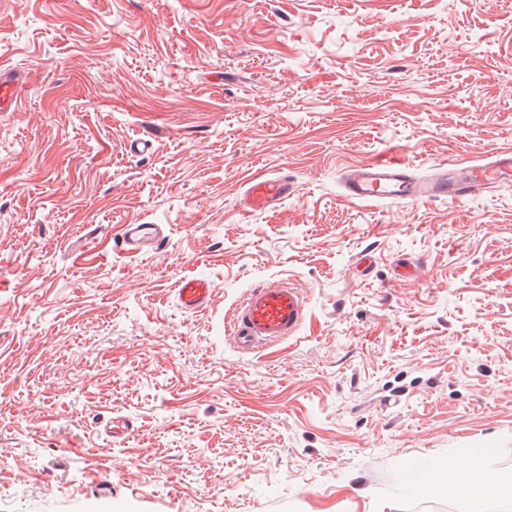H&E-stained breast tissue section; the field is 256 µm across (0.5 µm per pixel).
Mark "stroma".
Instances as JSON below:
<instances>
[{
	"instance_id": "obj_1",
	"label": "stroma",
	"mask_w": 512,
	"mask_h": 512,
	"mask_svg": "<svg viewBox=\"0 0 512 512\" xmlns=\"http://www.w3.org/2000/svg\"><path fill=\"white\" fill-rule=\"evenodd\" d=\"M0 65L29 75L0 112V512H512L410 481L475 448L512 475V184L340 185L512 146V0H0ZM259 173L298 194L244 214ZM269 281L305 325L239 353ZM512 181V148L493 151L484 160L449 161L420 177L398 155L384 156L347 169L341 180L343 196L355 202H456L473 198ZM163 233L160 224H127L123 227L122 244L129 253L153 252L158 249ZM216 288L215 283L207 278L182 277L176 288L178 302L186 311L196 312L205 309L210 304Z\"/></svg>"
}]
</instances>
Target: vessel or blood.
Segmentation results:
<instances>
[{
    "label": "vessel or blood",
    "mask_w": 512,
    "mask_h": 512,
    "mask_svg": "<svg viewBox=\"0 0 512 512\" xmlns=\"http://www.w3.org/2000/svg\"><path fill=\"white\" fill-rule=\"evenodd\" d=\"M27 81L24 71L0 67V112L16 111ZM512 181V148L493 151L486 159L449 161L434 165L428 176L397 155L384 156L347 169L341 180L348 200L383 204L394 201L428 202L469 199ZM296 183L285 175H254L243 197L247 213L270 211L296 196ZM163 228L158 224H127L122 242L127 252L141 254L158 248ZM216 285L207 278L186 276L176 288L180 306L187 311L205 309ZM306 304L299 289L280 283L251 288L235 308L226 332L238 351L249 353L262 345L287 340L300 333Z\"/></svg>",
    "instance_id": "obj_1"
}]
</instances>
